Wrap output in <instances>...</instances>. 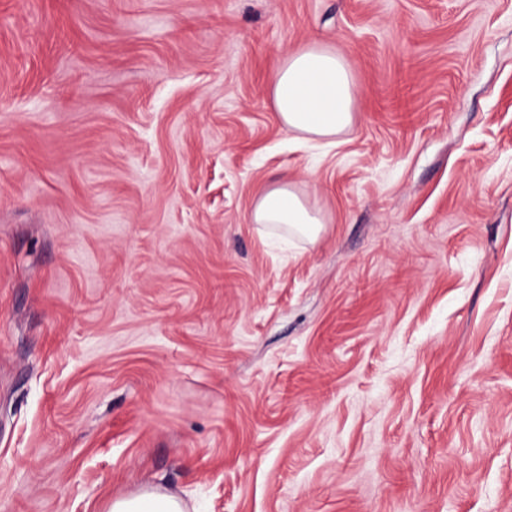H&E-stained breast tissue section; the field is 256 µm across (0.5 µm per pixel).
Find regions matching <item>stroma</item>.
I'll use <instances>...</instances> for the list:
<instances>
[{
  "mask_svg": "<svg viewBox=\"0 0 512 512\" xmlns=\"http://www.w3.org/2000/svg\"><path fill=\"white\" fill-rule=\"evenodd\" d=\"M336 50L335 146L269 81ZM288 179L319 240L250 221ZM512 512V0H0V512ZM355 87L353 71L341 54L311 44L279 63L269 89L288 131L331 146L354 124ZM106 512H185V507L178 497L151 488L137 495L113 498Z\"/></svg>",
  "mask_w": 512,
  "mask_h": 512,
  "instance_id": "obj_1",
  "label": "stroma"
}]
</instances>
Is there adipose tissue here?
Masks as SVG:
<instances>
[{"label":"adipose tissue","mask_w":512,"mask_h":512,"mask_svg":"<svg viewBox=\"0 0 512 512\" xmlns=\"http://www.w3.org/2000/svg\"><path fill=\"white\" fill-rule=\"evenodd\" d=\"M270 96L282 125L303 138L334 145L355 120V78L336 51L311 44L289 53L270 80ZM255 224L276 225L293 237L316 242L325 217L288 182L269 186L252 212ZM107 512H185L171 494L148 489L112 499Z\"/></svg>","instance_id":"ef3b65f1"}]
</instances>
